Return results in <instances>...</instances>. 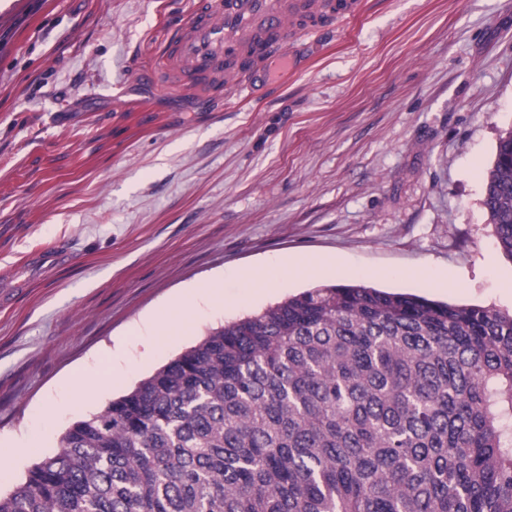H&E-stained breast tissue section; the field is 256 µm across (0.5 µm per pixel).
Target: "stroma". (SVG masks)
<instances>
[{"instance_id":"1","label":"stroma","mask_w":512,"mask_h":512,"mask_svg":"<svg viewBox=\"0 0 512 512\" xmlns=\"http://www.w3.org/2000/svg\"><path fill=\"white\" fill-rule=\"evenodd\" d=\"M193 3L0 0L1 495L75 420L306 289L512 313L481 205L512 128V0H363L253 98L157 83ZM301 258L317 271L242 278ZM213 281L223 304L196 297L185 334L151 348L161 310ZM77 373L98 393L76 407Z\"/></svg>"}]
</instances>
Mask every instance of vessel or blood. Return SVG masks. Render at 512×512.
Wrapping results in <instances>:
<instances>
[{
    "label": "vessel or blood",
    "instance_id": "b4317fda",
    "mask_svg": "<svg viewBox=\"0 0 512 512\" xmlns=\"http://www.w3.org/2000/svg\"><path fill=\"white\" fill-rule=\"evenodd\" d=\"M359 0H197L158 58L168 91L205 84L256 95L299 64L322 23L358 14Z\"/></svg>",
    "mask_w": 512,
    "mask_h": 512
}]
</instances>
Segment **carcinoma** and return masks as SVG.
Returning <instances> with one entry per match:
<instances>
[{
  "instance_id": "cac0c4a2",
  "label": "carcinoma",
  "mask_w": 512,
  "mask_h": 512,
  "mask_svg": "<svg viewBox=\"0 0 512 512\" xmlns=\"http://www.w3.org/2000/svg\"><path fill=\"white\" fill-rule=\"evenodd\" d=\"M482 207L512 259V128ZM0 512H512V315L311 288L73 422Z\"/></svg>"
}]
</instances>
